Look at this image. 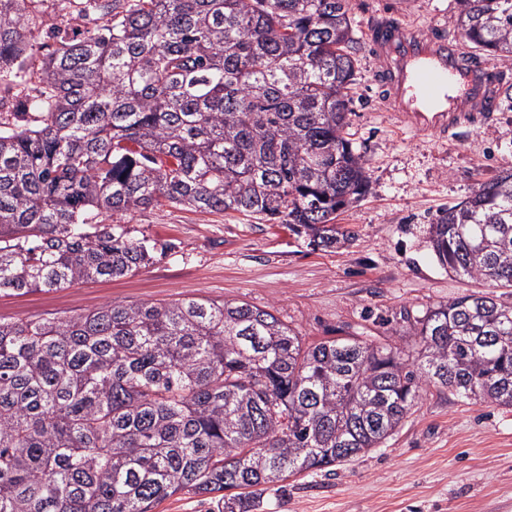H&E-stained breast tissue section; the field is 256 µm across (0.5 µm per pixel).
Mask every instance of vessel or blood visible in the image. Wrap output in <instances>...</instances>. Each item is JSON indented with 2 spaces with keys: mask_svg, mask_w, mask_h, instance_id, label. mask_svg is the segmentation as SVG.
I'll return each instance as SVG.
<instances>
[{
  "mask_svg": "<svg viewBox=\"0 0 512 512\" xmlns=\"http://www.w3.org/2000/svg\"><path fill=\"white\" fill-rule=\"evenodd\" d=\"M367 46L378 64L371 78L379 100L401 126L449 132L498 106L489 63L471 55L464 44L395 26L370 29Z\"/></svg>",
  "mask_w": 512,
  "mask_h": 512,
  "instance_id": "vessel-or-blood-1",
  "label": "vessel or blood"
}]
</instances>
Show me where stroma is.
I'll list each match as a JSON object with an SVG mask.
<instances>
[{"mask_svg":"<svg viewBox=\"0 0 512 512\" xmlns=\"http://www.w3.org/2000/svg\"><path fill=\"white\" fill-rule=\"evenodd\" d=\"M27 8L37 26L31 69L60 37L94 25L84 0H29ZM384 14L421 35L461 36L457 0H351L357 68L348 133L369 181L336 219L351 232L349 245L317 249L285 225L237 212L149 208L129 227L172 243L166 257L132 276L1 296L0 320L205 297L268 310L308 345L340 330L396 343L404 314L484 289L438 263L429 228L480 183L512 170V100L447 135L397 125L370 82L366 36ZM487 292L512 304V288ZM257 512H512V408L428 388L383 445L331 472L288 478L285 489L263 493Z\"/></svg>","mask_w":512,"mask_h":512,"instance_id":"1","label":"stroma"}]
</instances>
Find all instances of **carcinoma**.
Instances as JSON below:
<instances>
[{
	"mask_svg": "<svg viewBox=\"0 0 512 512\" xmlns=\"http://www.w3.org/2000/svg\"><path fill=\"white\" fill-rule=\"evenodd\" d=\"M27 0H0V296L154 263L126 220L166 203L350 241L365 160L348 138L349 0H88L104 20L39 64ZM462 36L512 89V0H458ZM441 266L512 288V172L430 225ZM374 336L303 346L272 312L207 298L0 321V512H221L384 443L430 386L512 407V305L473 291ZM203 497L192 494H178L161 502L154 512H217L214 501H202Z\"/></svg>",
	"mask_w": 512,
	"mask_h": 512,
	"instance_id": "1",
	"label": "carcinoma"
}]
</instances>
